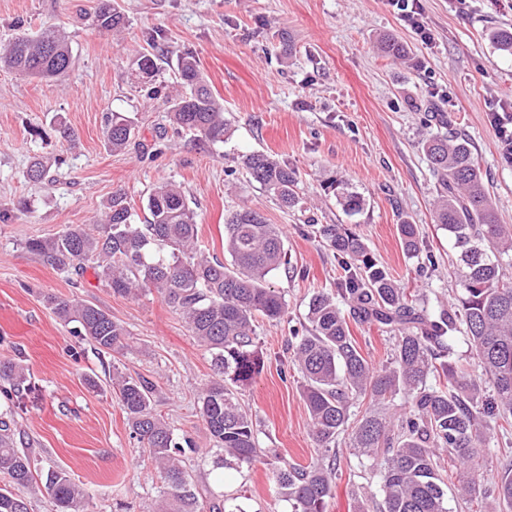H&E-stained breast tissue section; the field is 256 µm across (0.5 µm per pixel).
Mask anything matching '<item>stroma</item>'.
Returning a JSON list of instances; mask_svg holds the SVG:
<instances>
[{"mask_svg": "<svg viewBox=\"0 0 512 512\" xmlns=\"http://www.w3.org/2000/svg\"><path fill=\"white\" fill-rule=\"evenodd\" d=\"M129 19L117 35L87 22L97 0H0V49L17 32L61 26L74 63L59 78L30 81L0 69V360L27 366L31 389L12 412L16 446L28 452L38 477L65 470L83 485L90 512H154L164 484L130 435L112 390L113 373L148 379L155 410L176 436L195 446L185 466L199 491L237 498L244 512H287L267 465L223 468L222 454L198 408L214 377L211 356L191 336L178 311L156 291L112 294L92 268L63 273L28 251L71 224L92 225L124 191L135 223L159 182L180 187L196 213L201 251L224 255V217L258 209L284 230L288 264L268 284L288 313L279 322L256 317L266 368L239 396L259 430L261 447L308 464L317 455L291 361L292 327L305 323L310 296L333 289L342 264L319 234L343 224L359 234L392 278L430 310L457 293L455 249L434 222L436 193L423 142L447 117L471 141L501 223L512 225V166L502 163L488 119L512 93V56L491 39L512 25V0H421L434 39L423 43L387 0H115ZM408 45L412 62L382 56L380 36ZM193 53L214 96L224 104L231 134L211 143L175 133L167 99L176 94L178 55ZM148 54L159 71L139 76ZM135 120L137 141L124 152L104 145L105 117ZM65 122L73 142L56 131ZM264 152L296 170L301 202L281 208L250 181L243 155ZM48 158L50 178L27 182L33 156ZM348 182L365 201L347 217L327 178ZM420 226L424 250L408 257L397 227ZM95 305L130 331L129 346L103 352L58 320L47 295ZM339 475L327 512H355L378 489L360 467L347 437L336 441Z\"/></svg>", "mask_w": 512, "mask_h": 512, "instance_id": "obj_1", "label": "stroma"}]
</instances>
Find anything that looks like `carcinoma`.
Returning a JSON list of instances; mask_svg holds the SVG:
<instances>
[{
	"mask_svg": "<svg viewBox=\"0 0 512 512\" xmlns=\"http://www.w3.org/2000/svg\"><path fill=\"white\" fill-rule=\"evenodd\" d=\"M92 23L119 33L127 19L111 0H99ZM491 38L512 54V27L494 28ZM380 49L395 59L408 56L393 37L382 38ZM72 63L67 36L52 25L20 32L0 51V69L41 80L64 75ZM177 71L184 91L167 100L176 130L224 141L230 133L224 106L203 80L194 55H180ZM104 135L108 149L121 152L134 141L136 125L113 113ZM424 151L437 181L435 222L448 231L461 267L458 295L434 314L408 297L356 232L342 224L324 230L346 275L335 292L311 296L310 327L303 334L294 331L293 362L303 375V399L321 450L306 467L260 447L252 416L238 399L265 367L253 336L256 316L278 321L287 314L285 298L268 287L270 275L286 264L278 225L250 207L225 217L224 252L230 257L225 264L197 251L195 212L176 186L160 183L148 195L145 224L134 223L127 197L114 193L94 230L70 225L52 237L30 239L25 247L60 271L92 264L115 295L153 289L179 311L211 355L216 378L198 401L206 430L224 450V466L241 469L267 457L276 493L291 512H326L338 471L336 437L347 431L353 455L371 462L380 475L378 493L365 498L358 512H450L440 458L448 456L459 469L454 493L471 498L494 434L512 429V225L499 222L468 140L437 132L425 140ZM244 164L282 206L299 204L296 172L288 165L260 152L247 155ZM48 171L36 158L25 178L42 182ZM329 188L347 216L364 210V198L344 181L332 179ZM398 233L405 254L419 256L424 249L419 225L405 222ZM157 245L169 252H156ZM47 302L59 319L78 323L79 334L98 349L127 347L126 327L99 307L58 296ZM345 307L353 319L394 334L389 361L375 366L362 354ZM459 340L468 346L466 357L455 353ZM0 379L18 395L25 391L27 376L19 363L0 361ZM112 385L132 436L164 478L157 512H201L192 477L182 465L192 440L176 438L154 412L153 384L117 373ZM399 396L409 403L403 414L394 405ZM363 401L367 406L357 417L352 408ZM498 452L506 469L494 482L493 504L481 498L484 508L478 512H512V448ZM0 475L8 478V486L0 488V512H28L26 494L36 478L29 454L16 447L8 413L0 414ZM44 487L55 512H87V493L67 473H47Z\"/></svg>",
	"mask_w": 512,
	"mask_h": 512,
	"instance_id": "obj_1",
	"label": "carcinoma"
}]
</instances>
